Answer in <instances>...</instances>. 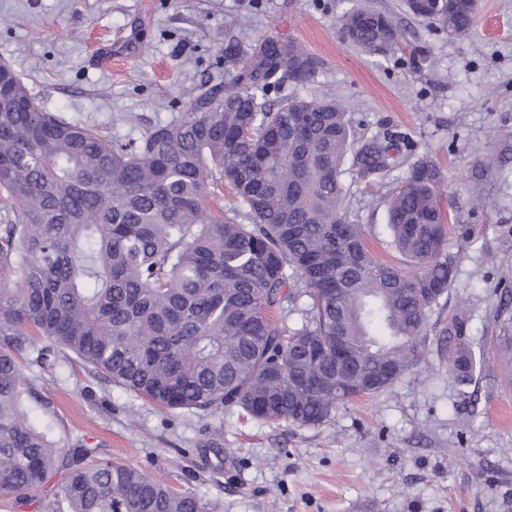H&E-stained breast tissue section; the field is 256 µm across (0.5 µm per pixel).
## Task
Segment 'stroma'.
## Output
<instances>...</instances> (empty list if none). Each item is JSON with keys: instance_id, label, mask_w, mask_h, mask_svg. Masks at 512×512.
I'll return each instance as SVG.
<instances>
[{"instance_id": "stroma-1", "label": "stroma", "mask_w": 512, "mask_h": 512, "mask_svg": "<svg viewBox=\"0 0 512 512\" xmlns=\"http://www.w3.org/2000/svg\"><path fill=\"white\" fill-rule=\"evenodd\" d=\"M367 2L406 31L400 49L370 56L346 42L342 14ZM294 41L314 60L309 81L279 99L338 98L357 142L389 139L395 167L366 175L346 163L348 219L382 259V201L419 160L444 173L455 233V283L427 321L418 366L387 392L325 422L296 426L233 408L166 410L115 386L76 358L35 364V422L60 446L140 466L210 512H512V0H478L468 36L416 20L404 0H0V64L46 112L102 135L135 138L186 111L189 99L235 76L225 52ZM483 361L464 403L441 349L454 316ZM67 477L49 475L34 500L0 512H70Z\"/></svg>"}]
</instances>
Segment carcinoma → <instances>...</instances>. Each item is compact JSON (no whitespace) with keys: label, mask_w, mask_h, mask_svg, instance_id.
<instances>
[{"label":"carcinoma","mask_w":512,"mask_h":512,"mask_svg":"<svg viewBox=\"0 0 512 512\" xmlns=\"http://www.w3.org/2000/svg\"><path fill=\"white\" fill-rule=\"evenodd\" d=\"M415 18L469 34L472 0ZM370 56L402 30L369 7L341 19ZM300 46L267 41L229 84L140 137L103 136L44 112L16 81L0 109V499L31 500L55 468L72 512H206L140 467L57 446L29 419L22 376L33 338L163 409L318 425L359 395L390 389L419 362L426 323L454 281L443 175L411 166L385 200L402 267L382 261L348 221L344 164L355 143L336 101L270 88L312 76ZM395 144L361 150L363 172L393 168ZM230 187L233 216L217 189ZM304 300L288 328L280 315ZM448 368L468 397L477 366L466 322L443 330ZM354 365L336 374V337ZM327 378V388L315 382Z\"/></svg>","instance_id":"obj_1"}]
</instances>
